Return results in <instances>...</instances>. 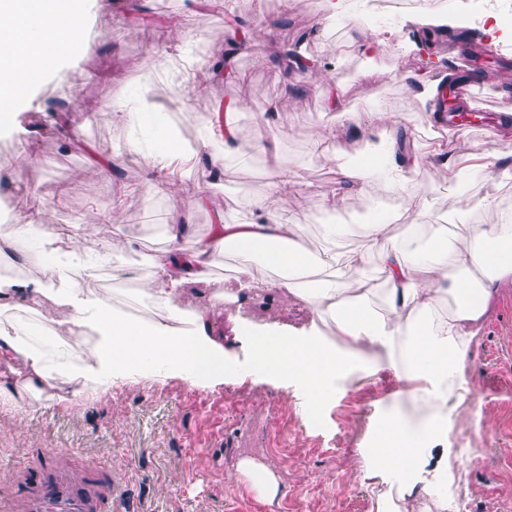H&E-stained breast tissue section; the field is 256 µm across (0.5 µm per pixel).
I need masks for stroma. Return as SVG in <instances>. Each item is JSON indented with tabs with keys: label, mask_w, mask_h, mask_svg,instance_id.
I'll use <instances>...</instances> for the list:
<instances>
[{
	"label": "stroma",
	"mask_w": 512,
	"mask_h": 512,
	"mask_svg": "<svg viewBox=\"0 0 512 512\" xmlns=\"http://www.w3.org/2000/svg\"><path fill=\"white\" fill-rule=\"evenodd\" d=\"M357 2L343 0L329 19L322 0H263L258 19L243 0H86L71 55L0 127V225L43 224L95 251L123 224L139 237V250L124 266L96 269L86 286L105 293L113 282L127 284L114 308L145 318L152 312L146 258L165 248L164 225L176 216L203 238L218 220H252L246 202L267 183L274 157L296 174L279 205L309 245L317 244L321 225L363 224L379 214L389 216L396 238L412 224L447 223L449 212L463 205L448 194L462 147L457 135L434 126L429 113L411 102L404 77L428 71L450 88L467 86L457 103L489 111L485 123L468 127L478 156L494 147L489 132L500 113L512 112V46L490 41L471 22L449 25L439 41L427 39L422 17L458 13V0L394 14L385 26L362 22ZM359 26L368 43L363 54L347 47ZM233 30L250 32L251 40L228 60L224 47ZM299 35L303 52L334 69L354 111L391 112L404 125L421 158L404 191L385 195L368 186L338 206L327 204L336 169L323 154L337 143L361 160L364 133L328 109L316 83L284 57L285 37ZM186 41L212 77L177 88L172 71ZM470 50L493 55L495 80L467 62ZM146 85L185 138L197 139L216 107L232 102L239 125L266 150L243 147L220 175L190 156L173 173L175 152L158 151L151 137L155 118L134 126L119 109ZM275 103L289 116L291 129L283 134L268 121ZM134 139L143 153L128 151ZM105 160L111 171H102ZM207 297L206 284L192 283L173 303L183 311L205 309L213 335L223 337L224 360L234 367L223 382L204 379L193 386L170 376L131 374L81 407L54 404L22 416L0 405V512H28L41 474L65 468L81 481L97 462L113 483H92L88 491L107 501L119 498L116 512H373L358 450L378 415L412 382L399 379L387 360L368 365L355 358L353 373L337 380L328 404L335 425L315 436L306 427L305 390L263 374L253 349L235 342L232 332L237 326L302 335L313 328L311 307L266 282L214 305ZM15 322L72 342L62 310L52 306L0 318L5 326ZM478 336L467 402L493 426L447 512H512V286L501 288ZM243 457L274 467L284 491L278 506L228 481Z\"/></svg>",
	"instance_id": "1"
}]
</instances>
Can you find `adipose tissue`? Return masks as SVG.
Listing matches in <instances>:
<instances>
[{
	"mask_svg": "<svg viewBox=\"0 0 512 512\" xmlns=\"http://www.w3.org/2000/svg\"><path fill=\"white\" fill-rule=\"evenodd\" d=\"M84 3L0 0V98L15 108L30 99L47 69L61 63L76 43L74 21L82 16ZM243 137L235 109L228 106L222 130L205 128L189 152L205 156L218 171ZM366 138L382 165H355L339 151L327 152L337 174L330 201L369 185L385 191L407 185L413 156L394 114L379 113ZM287 183L283 171L273 169L270 181L247 201L258 220L215 225L211 237L192 252L181 246L188 225H166L167 245L151 259L147 293L156 304H165L184 283L206 278L214 253L229 245L239 250L236 272L243 281H253L261 265L276 271L278 287L306 299L321 320L333 324L335 337L316 332L272 336L257 349L256 360L269 374L306 389L316 407L330 400L337 377L349 372L355 354L384 350L397 376L415 382L411 396L422 412L410 418L393 410L378 421L377 447L361 451L363 478L374 488L397 486L402 499L417 493L434 497L439 512H446L448 499L437 496V481L453 477L461 465L448 435L457 422L482 419L481 413L463 408L468 358L498 289L512 285V208L496 194H486L480 200L485 222L456 210L447 223L434 225L429 237L417 224L403 237L392 238L388 224L374 218L356 229L366 242L362 248L349 246L346 225L326 224L311 251L296 242L294 225L276 208V196ZM63 247L58 234L34 225L0 237V257L11 256L26 266L42 265ZM376 272L385 283L379 311L370 286ZM86 276V261L74 251L57 280L0 284L1 312L42 298L68 309L73 322L98 335L90 360L72 371L62 351L36 338L30 327H1L0 360L8 362L13 380L0 387V403L23 414L45 404L78 406L111 389L114 377L133 370L147 376L163 367L194 385L210 367L223 364L224 345L209 330L204 310L194 313V327L186 333L171 332L159 321L132 322L116 314L105 297L82 289ZM233 479L267 502L281 495L277 474L253 459L240 460Z\"/></svg>",
	"mask_w": 512,
	"mask_h": 512,
	"instance_id": "obj_1",
	"label": "adipose tissue"
}]
</instances>
